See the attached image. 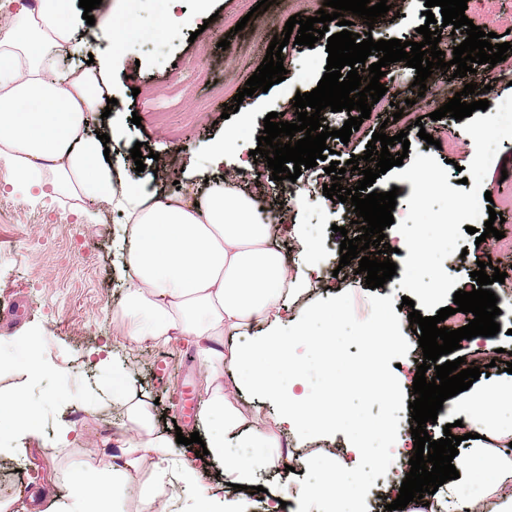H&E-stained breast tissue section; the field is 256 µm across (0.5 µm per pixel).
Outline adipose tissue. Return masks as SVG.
Returning a JSON list of instances; mask_svg holds the SVG:
<instances>
[{"label":"adipose tissue","instance_id":"1","mask_svg":"<svg viewBox=\"0 0 512 512\" xmlns=\"http://www.w3.org/2000/svg\"><path fill=\"white\" fill-rule=\"evenodd\" d=\"M69 0H39L20 7L0 26V154L10 159L17 178L73 200L77 210L106 203L124 212L132 226L122 275L128 284L113 316L136 342L164 344L186 338L215 375L199 407L201 420L220 422L205 438L212 460L222 462L225 482L253 486L257 470L284 471L295 465L277 435L262 430L235 402L240 379L224 383V371H248L253 387L274 400L276 425L297 435L313 429L337 448L300 497L314 512H362L363 474L351 473L347 455H362L375 442L405 457L406 436L378 425L358 439L337 442L346 414L341 406L311 397L304 389L292 339L323 346L302 319L284 335V314L311 286L318 269L294 270L275 245L276 228L255 209L254 192L233 183L205 190L186 185L170 197L145 191L134 172L115 178L104 159L102 141L87 132L96 111L100 71L81 67L58 77L54 61L70 50L73 31ZM408 318L383 312L359 328L375 340L377 351L397 353L409 343ZM128 426L120 443V462L109 468L86 467L67 500L51 502L46 512H109L124 487L151 464L153 479L143 489L149 502L187 498L190 512H245L244 502L219 496L200 472L171 457L169 434L158 428L149 403L124 395ZM39 408L24 391L0 394V452H14L15 441L38 436ZM454 435H468L480 449L492 477L470 497L462 479L439 486L434 495L409 503V512H472L477 502L492 512H512V381L493 384L448 410Z\"/></svg>","mask_w":512,"mask_h":512}]
</instances>
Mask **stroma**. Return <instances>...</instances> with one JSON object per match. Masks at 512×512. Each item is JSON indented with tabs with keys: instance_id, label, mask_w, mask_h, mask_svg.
<instances>
[{
	"instance_id": "obj_1",
	"label": "stroma",
	"mask_w": 512,
	"mask_h": 512,
	"mask_svg": "<svg viewBox=\"0 0 512 512\" xmlns=\"http://www.w3.org/2000/svg\"><path fill=\"white\" fill-rule=\"evenodd\" d=\"M257 2L178 0L185 25L157 45L120 49L107 38H90L82 8L72 5L75 56L69 64L82 66L91 60L101 65L106 75L100 94L115 101L109 117L91 113L88 131L96 135L112 126L121 129V139L109 145L113 161L131 163V148L140 146L146 156L140 179L147 190L167 193L175 183L190 180L198 185L227 180L249 184L251 175L239 170L237 155L257 148L268 113L296 122V93L313 90L321 80L328 58L326 40L311 48L287 45L282 50L284 81L268 92L245 97L238 112L223 117L225 105L244 88L274 35L282 34L294 14L293 0H275L261 13L255 10ZM467 6L468 18H483L484 32L512 43V0H468ZM424 9L425 0H403L402 18L383 23L378 38L421 41L417 29L426 21ZM240 21L245 24L241 30L236 27ZM224 38L229 39V48H220ZM201 71L212 72L215 81L223 83V95H212L208 86L197 83ZM460 89L458 79H435L423 97L405 106L401 119H394L392 111H382L380 121H363L349 143L330 144L346 161L352 154L364 153L381 120H391L393 131L407 130V157L373 185L377 191L400 189L394 222L385 234L394 239L422 224L429 238L437 239L443 235V222H451L455 243L446 260L425 266L398 264L392 280L375 289L368 288L364 278L338 271L339 229L348 225L349 212L346 204L320 195V187L331 181L320 165L302 170L294 181H266L256 201L259 211L272 213L298 189L315 192L301 209H288L282 217L286 224L314 226L319 244L314 262L327 279L324 287L297 303L294 315L307 316L316 301L336 313L335 322H312L314 332L335 331L334 354L321 356L307 352L305 346L297 348L306 364L311 395L323 394L322 379L328 376L335 381L337 404L352 407L355 392L348 381L367 369L372 359L352 330L378 315L386 295L409 297L425 317L452 305L455 284L442 282L441 277L451 271L457 282L469 280L473 270L469 255L477 250L475 235L467 231L469 202H477L481 220H488L493 210L503 214V239L490 237L486 243L492 261L502 270L512 269V250L502 246L503 241L512 242V138L488 159L484 149L492 131L485 111H474L459 121L430 118L433 107L443 106ZM136 115L141 118L137 125L132 122ZM228 129L236 133L235 149L215 156L211 145ZM422 129L433 136L447 130L450 147L422 146L418 135ZM474 168L480 169V177L463 181V173ZM416 170L433 179L431 189L419 190L409 181V173ZM418 195L423 198L419 204L414 201ZM125 224L124 215L110 205L91 204L80 213L59 195L18 181L9 158L0 156V304L19 301L25 306L22 320L0 326V350L19 362L15 369L0 372V393L23 388L42 409L38 437L23 443V482L6 481L0 491V502L9 503L10 512H44L51 501L69 494L79 466H112V459L98 450L104 445L101 430L120 432L119 422L125 417L124 407L112 396L113 366H123V383L152 403L162 427H180L186 436L202 428L198 409L212 375L210 365L181 340L158 346L132 342L112 318L127 292L120 274ZM421 287L435 289L434 299L420 300ZM72 421L79 427L77 436L67 446L58 445L59 425ZM284 446L312 454L309 471L299 473L283 490L288 501L282 512H298L300 486L311 481L312 469L326 463V449L306 431L287 436ZM370 465L376 481L364 495L367 512H381L383 492L399 479L401 466L386 462L381 453L349 463L355 471Z\"/></svg>"
}]
</instances>
